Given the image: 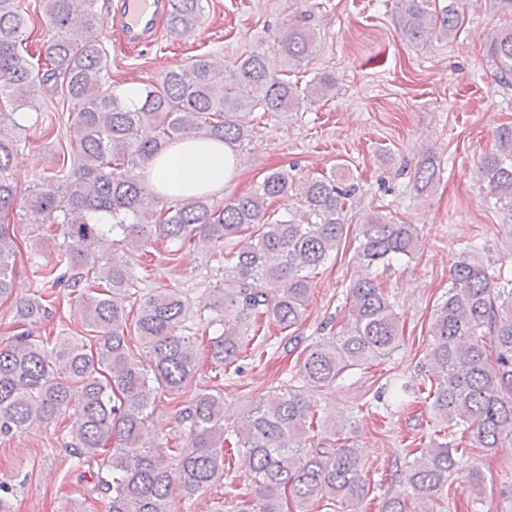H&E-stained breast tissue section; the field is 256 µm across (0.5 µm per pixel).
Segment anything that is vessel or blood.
I'll return each mask as SVG.
<instances>
[{
  "label": "vessel or blood",
  "instance_id": "obj_1",
  "mask_svg": "<svg viewBox=\"0 0 512 512\" xmlns=\"http://www.w3.org/2000/svg\"><path fill=\"white\" fill-rule=\"evenodd\" d=\"M170 6L171 0H123L121 10L112 17V25L127 45L148 46L155 41Z\"/></svg>",
  "mask_w": 512,
  "mask_h": 512
}]
</instances>
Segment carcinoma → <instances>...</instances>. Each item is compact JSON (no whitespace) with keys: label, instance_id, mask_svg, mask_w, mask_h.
<instances>
[{"label":"carcinoma","instance_id":"carcinoma-1","mask_svg":"<svg viewBox=\"0 0 512 512\" xmlns=\"http://www.w3.org/2000/svg\"><path fill=\"white\" fill-rule=\"evenodd\" d=\"M96 2L40 0L48 28L35 64L23 49L31 3L0 0V101L12 109L0 114V301L13 296L19 254L14 229L1 218L18 208L30 238L42 239L46 224L62 235L52 260L33 262L36 291L15 304L23 331L0 342V436L49 424L72 409L75 465L88 470L105 512H173L174 495L191 498L224 471V396L192 394L179 411L188 444L170 461L153 455L147 434L154 399L160 392L184 394L199 358L188 307L177 290L157 288L140 298L135 317L126 311L137 281L134 256L153 232L181 249L204 241L223 255L224 278L214 289L213 309L232 308L238 320L221 323L210 357L236 372L252 318L265 317L284 330L301 320L311 274L338 250L356 186L344 171L299 182L277 169L223 205L198 196L157 208L160 195L148 185L145 163L168 144L194 137L241 146L250 130L240 114L258 108L291 112L301 97L323 98L336 84L325 75L301 94L286 79L288 66L308 58L315 41L308 27L289 23L278 31L271 53L246 54L230 65L198 55L141 89L140 104L130 107L105 80L108 52ZM201 2L172 0L166 16L171 34L186 37L197 29ZM403 2L396 24L411 43L455 34L465 22L464 0H448L438 11L430 10L428 0ZM76 26L88 33L80 43L70 38ZM485 43L499 81L512 83V25L488 32ZM45 96L73 106L70 167H55L20 192L10 174L18 116L36 112L43 133L53 134L55 115L40 108ZM479 174L511 223L512 125L497 131ZM436 176L434 162L424 161L415 172L417 189L425 191ZM286 196L298 200L288 216L267 212L268 200ZM97 214L112 223H97ZM114 234L122 243L120 255ZM236 236V246L224 251V240ZM418 247L416 227L370 214L360 224L355 259L366 267H388L413 258ZM476 249H463L452 264L448 293L430 331L425 381L430 408L450 432L467 434L488 451L512 438V264L486 266ZM62 295L75 301L95 343H52L24 330L49 317ZM348 299L347 325L307 348L299 376L310 387L328 389L346 371L385 359L399 347L383 283L358 279ZM314 416L295 386L259 395L233 430L254 487L247 499L227 491L236 499L234 512H314L323 501L339 512H359L366 461L344 426H330L323 437L312 434ZM457 453L446 442L422 449L405 466V489L387 498L382 512H443Z\"/></svg>","mask_w":512,"mask_h":512}]
</instances>
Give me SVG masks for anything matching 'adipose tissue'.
Here are the masks:
<instances>
[{
	"instance_id": "adipose-tissue-1",
	"label": "adipose tissue",
	"mask_w": 512,
	"mask_h": 512,
	"mask_svg": "<svg viewBox=\"0 0 512 512\" xmlns=\"http://www.w3.org/2000/svg\"><path fill=\"white\" fill-rule=\"evenodd\" d=\"M241 162L217 140L184 139L171 144L148 164L151 189L183 199L223 191Z\"/></svg>"
}]
</instances>
